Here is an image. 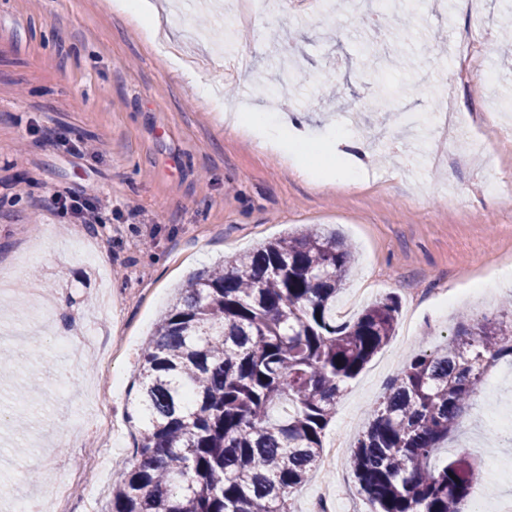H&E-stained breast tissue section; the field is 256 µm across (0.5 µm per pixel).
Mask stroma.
I'll return each instance as SVG.
<instances>
[{"label":"stroma","mask_w":512,"mask_h":512,"mask_svg":"<svg viewBox=\"0 0 512 512\" xmlns=\"http://www.w3.org/2000/svg\"><path fill=\"white\" fill-rule=\"evenodd\" d=\"M279 0L244 12L240 0H161L168 37L152 43L109 0H0V274L16 293L0 317L23 321L35 279L57 309L39 335L0 342V512L17 499L64 488L69 512H104L132 460L125 412L141 348L176 288L202 269L300 225L340 228L358 263L342 301L354 311L386 295L401 301L389 343L352 381L325 430L324 447L351 449L373 402L414 349L432 351L460 312L492 316L512 293L495 261L512 255V47L505 0ZM472 44L462 108L478 129L447 161L429 156L434 114L458 67L446 50ZM292 72L277 85L282 71ZM276 94H269V87ZM232 112L293 115L311 147L304 166L225 127ZM359 139V183L331 181L341 162L325 143ZM96 145L79 154V141ZM510 190L496 191V184ZM57 191L107 195L112 221L88 229L53 203ZM110 424L80 419L96 378ZM441 457L486 471L482 512L512 499V448L491 441L512 416V358L498 361ZM329 497L337 512H375L347 458L320 463L296 512Z\"/></svg>","instance_id":"stroma-1"}]
</instances>
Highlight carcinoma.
Segmentation results:
<instances>
[{
	"label": "carcinoma",
	"mask_w": 512,
	"mask_h": 512,
	"mask_svg": "<svg viewBox=\"0 0 512 512\" xmlns=\"http://www.w3.org/2000/svg\"><path fill=\"white\" fill-rule=\"evenodd\" d=\"M354 260L338 233L307 228L181 289L141 351L135 459L108 512H293L338 399L400 315L388 295L336 317ZM505 356L512 300L478 322L460 316L433 352L408 356L348 457L378 512H461L483 474L437 453Z\"/></svg>",
	"instance_id": "cac0c4a2"
}]
</instances>
